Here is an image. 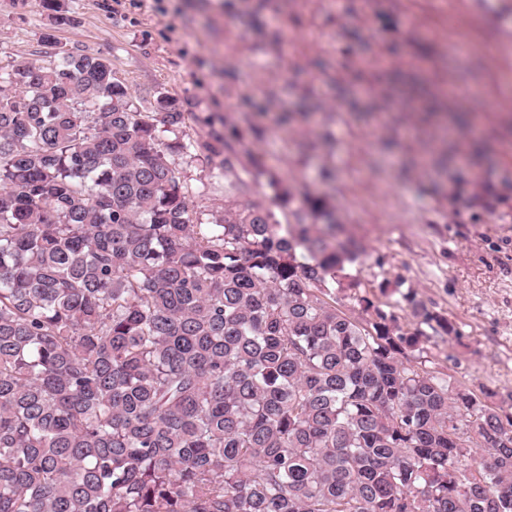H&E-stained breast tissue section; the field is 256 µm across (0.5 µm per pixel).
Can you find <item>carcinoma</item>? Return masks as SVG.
<instances>
[{"mask_svg": "<svg viewBox=\"0 0 512 512\" xmlns=\"http://www.w3.org/2000/svg\"><path fill=\"white\" fill-rule=\"evenodd\" d=\"M187 119L80 49L0 68V512H512V414L423 365L448 320L399 277L401 326L336 206ZM176 162L183 167L192 184L200 185L199 178L205 183V194L203 197L196 199V204L203 209H212L217 207L224 208V178L207 179L204 173L200 172V168L196 163H191L189 158L176 157Z\"/></svg>", "mask_w": 512, "mask_h": 512, "instance_id": "obj_1", "label": "carcinoma"}]
</instances>
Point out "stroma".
I'll list each match as a JSON object with an SVG mask.
<instances>
[{
	"instance_id": "35a3bbf8",
	"label": "stroma",
	"mask_w": 512,
	"mask_h": 512,
	"mask_svg": "<svg viewBox=\"0 0 512 512\" xmlns=\"http://www.w3.org/2000/svg\"><path fill=\"white\" fill-rule=\"evenodd\" d=\"M69 23L56 27L57 16ZM60 48L107 57L140 110L176 99L259 132L296 201L334 198L362 291L404 278L454 334L428 370L512 414V41L457 0H0V67Z\"/></svg>"
}]
</instances>
